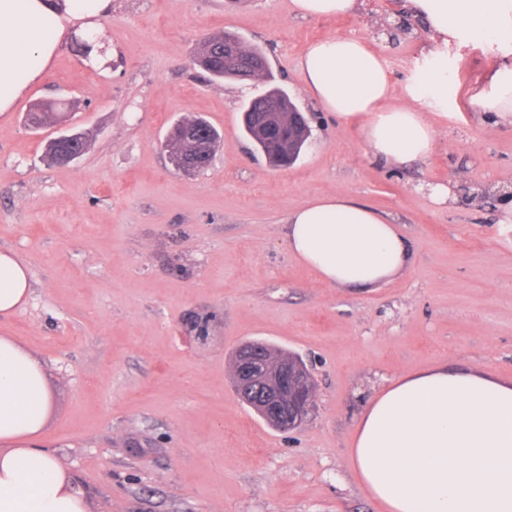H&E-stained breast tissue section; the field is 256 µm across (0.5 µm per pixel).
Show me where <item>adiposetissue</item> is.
Segmentation results:
<instances>
[{"label":"adipose tissue","instance_id":"obj_1","mask_svg":"<svg viewBox=\"0 0 512 512\" xmlns=\"http://www.w3.org/2000/svg\"><path fill=\"white\" fill-rule=\"evenodd\" d=\"M432 32L426 67L392 106L383 57L366 41L328 36L300 62L324 111L357 125L372 154L403 165L429 153L436 131L422 108L448 104L452 71L442 44L512 48V0H408ZM112 0H0V114L47 71L70 28L108 13ZM482 122L512 124V66L471 98ZM289 253L336 288H376L411 263L396 224L344 195L288 216ZM31 295L27 267L0 251V318ZM50 393L41 361L0 336V512H89L84 492L44 439ZM351 471L383 512H512V381L477 369L424 367L387 381L359 411Z\"/></svg>","mask_w":512,"mask_h":512}]
</instances>
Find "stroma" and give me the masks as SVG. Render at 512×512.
<instances>
[{
  "label": "stroma",
  "mask_w": 512,
  "mask_h": 512,
  "mask_svg": "<svg viewBox=\"0 0 512 512\" xmlns=\"http://www.w3.org/2000/svg\"><path fill=\"white\" fill-rule=\"evenodd\" d=\"M112 52L88 63L66 44L43 79L0 115V250L27 265L32 295L0 336L45 367L44 438L90 512H380L347 463L361 403L424 367L512 381V125L478 121L470 96L512 64L494 46L449 45L448 106L428 112L425 159H376L359 129L322 111L299 72L310 43L351 35L378 47L393 103L431 45L403 0H364L344 18H301L291 0H112L97 20ZM238 33L267 55L312 135L277 169L239 130L268 85L204 81L202 37ZM71 102L85 153L42 159L55 128L30 104ZM204 116L223 141L203 172L176 174L163 148L177 119ZM453 183L436 206L425 184ZM347 194L399 225L413 261L393 282L334 288L292 257L290 212ZM300 355L316 408L299 428L267 425L236 395L237 347Z\"/></svg>",
  "instance_id": "1"
}]
</instances>
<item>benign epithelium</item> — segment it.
<instances>
[{
	"label": "benign epithelium",
	"mask_w": 512,
	"mask_h": 512,
	"mask_svg": "<svg viewBox=\"0 0 512 512\" xmlns=\"http://www.w3.org/2000/svg\"><path fill=\"white\" fill-rule=\"evenodd\" d=\"M279 122L278 111L262 113L257 123V136L268 139ZM235 387L242 399L272 427H299L315 405L316 382L299 356L285 353L271 362L267 347L249 341L236 351Z\"/></svg>",
	"instance_id": "1"
}]
</instances>
